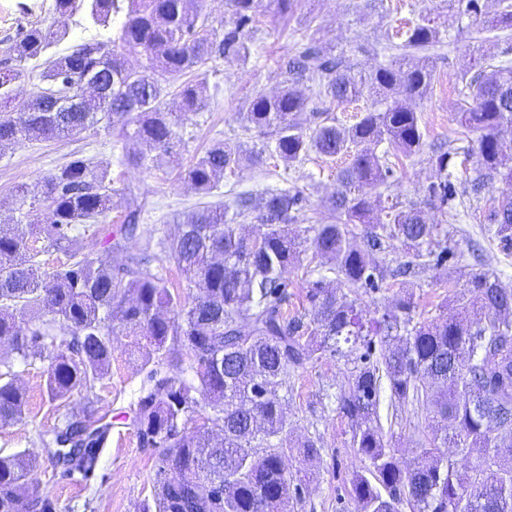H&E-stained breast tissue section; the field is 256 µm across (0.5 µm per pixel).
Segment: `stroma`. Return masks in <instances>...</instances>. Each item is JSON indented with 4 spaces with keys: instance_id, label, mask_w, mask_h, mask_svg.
Instances as JSON below:
<instances>
[{
    "instance_id": "obj_1",
    "label": "stroma",
    "mask_w": 512,
    "mask_h": 512,
    "mask_svg": "<svg viewBox=\"0 0 512 512\" xmlns=\"http://www.w3.org/2000/svg\"><path fill=\"white\" fill-rule=\"evenodd\" d=\"M53 4L54 0H0V44L37 22L65 29L61 45L67 49L88 36V29L76 27L73 17L56 15ZM422 12L435 19L446 41L431 51L435 81L418 104L424 148L417 156L396 160L394 167L400 200H417L418 188L432 175L428 157L433 145L454 143L459 136L456 114L463 102L458 92L462 78L475 75L483 66L512 60V38L477 39L472 18L449 7L448 0H300L285 20L276 15L272 0H262L258 28L250 35V58L244 62L220 61L210 72L207 105L187 122L175 161L152 170L126 163L123 142L116 131L102 123L68 138L0 146V222L19 214L16 186L25 185L29 196H40L43 176L76 155L108 167L115 186L133 191L105 220L107 226L115 228L127 212L138 211L139 228L128 240L127 252L106 253L100 236L89 232L79 233L77 239L85 254L95 258L106 253L115 264L125 262L127 254L139 253L147 234L158 238L177 234L183 212L203 203L230 202L238 192L248 191L258 198L271 189L296 188L304 192L310 215L321 219L325 198L336 187V171L345 164L343 158L325 160L313 155L289 167L270 158L263 165L225 173L218 188L209 194L179 180L178 172L218 141L261 145L256 133L243 132L238 111L246 98L257 93L272 95L281 89L284 75L280 60L294 41L305 35L313 37L342 56L355 74L364 75L387 59V33ZM503 189L499 182L489 185L484 200L461 199L456 214L447 217L428 210L429 221L447 233L448 243L457 254L455 262L427 268L409 280L386 277L374 302L366 306L368 317L381 316L408 288L415 293L416 317L436 315L460 289L461 271L480 258L485 259L487 269L512 286V249H503L484 222L490 198ZM112 344V361L105 378L93 392L73 395L62 404L51 401L46 392L44 360L36 358L25 364L0 346V363L11 366L27 395L26 421L0 426V455L25 450L37 458L34 477L56 512H140L152 497L154 462L160 451L141 445L131 424L130 405L142 375L131 355L129 338L115 334ZM350 368L346 358L327 356L289 376L287 411L294 433L299 438L317 434L323 444L314 459H304L294 451L285 460L289 471L303 476L301 498L292 501V512L355 510L349 488L361 462L351 446L352 428L324 398L326 392L344 386ZM87 409L110 412L108 444L89 477L62 474L48 459L40 434L56 426L62 414ZM430 425L429 413L405 414L392 427L397 455L414 459L419 441L431 431Z\"/></svg>"
}]
</instances>
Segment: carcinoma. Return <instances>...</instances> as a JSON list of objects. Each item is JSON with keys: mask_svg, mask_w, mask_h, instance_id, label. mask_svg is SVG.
I'll list each match as a JSON object with an SVG mask.
<instances>
[{"mask_svg": "<svg viewBox=\"0 0 512 512\" xmlns=\"http://www.w3.org/2000/svg\"><path fill=\"white\" fill-rule=\"evenodd\" d=\"M261 0H228L232 20L217 28L202 0H54L63 16L90 15L112 26V38L87 40L60 54L41 74L38 86L17 103L14 85L29 77L25 63L40 58L64 38L53 25L19 31L0 60V145L75 136L100 119L118 127L133 151L126 160L151 169L183 142L182 128L208 97L206 76L219 60L246 61L248 29L259 22ZM512 31V3L481 20V31ZM443 43L429 15L403 27L402 54L366 75L352 73L340 57L314 42L283 58L286 85L274 95L255 94L239 116L245 131L270 136L261 147L207 148L180 178L209 193L224 172L257 166L266 157L291 166L315 153L350 157L336 175L327 199L328 220L310 221L299 190L268 193L255 206L248 193L232 202L194 209L172 239L148 237L142 252L121 266L90 258L75 247L80 224L94 222L119 206L125 190L112 186L110 172L86 159H73L43 179L41 197L27 202L16 193L21 216L0 224V343L26 361L46 355L45 386L53 401L88 392L107 374L112 335L120 330L132 348L145 351L146 372L133 416L144 445L163 449L156 461L153 504L142 512H287L300 498L299 479L284 458L293 449L319 455L317 438L296 441L285 408L290 372L338 354L351 359L350 375L338 400L352 426L351 447L363 470L351 480L355 512H512V287L481 268L465 272L452 313L416 321L413 294L396 300L380 318L367 319L357 299L338 292L373 294L384 278L375 254L392 248L409 258L403 272L440 265L455 257L448 238L438 237L425 208L442 214L455 208L462 183L457 164L473 162L471 190L495 180L508 189L493 200L485 220L502 248L512 247V146L500 130L512 126V62L463 79L459 125L479 133L464 146H441L429 163L430 182L421 201L395 202L386 221L374 218L383 191L392 187L389 155L419 154L424 133L418 102L430 90L434 70L426 52ZM134 52L138 68L127 64ZM419 61H409L411 56ZM103 79L86 95L82 77ZM311 84L310 94L299 85ZM179 84L180 111L167 107ZM78 99L71 111L53 110L54 93ZM373 104L350 124L327 112L303 126L297 116L311 95L333 105L364 94ZM133 130H128V127ZM387 143L379 156L374 147ZM256 224L253 237L240 222ZM62 250L66 262L43 270L42 257ZM335 275L306 280L304 313L288 316L292 269L300 255ZM172 258L196 293L182 296L168 286L163 258ZM390 391L391 408L432 413L431 436L414 460L391 449L380 424V393ZM27 399L11 371L0 372V424L21 423ZM221 424L214 439L208 424ZM110 425L94 413L67 414L42 439L64 473L94 472ZM446 448L473 459L463 473ZM36 458L22 451L0 456V512H54L32 478Z\"/></svg>", "mask_w": 512, "mask_h": 512, "instance_id": "1", "label": "carcinoma"}]
</instances>
